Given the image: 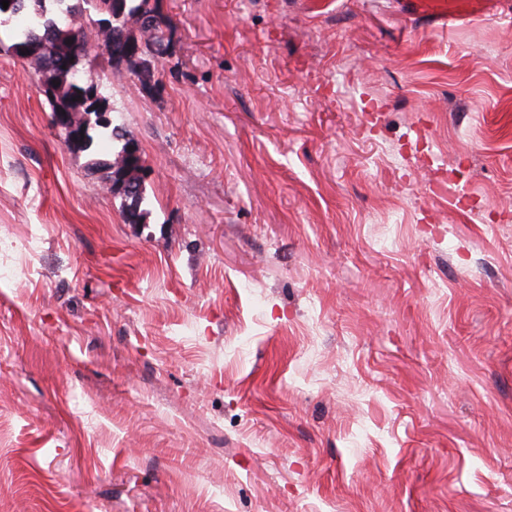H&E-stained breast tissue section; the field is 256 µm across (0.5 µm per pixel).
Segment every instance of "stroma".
<instances>
[{"instance_id": "stroma-1", "label": "stroma", "mask_w": 512, "mask_h": 512, "mask_svg": "<svg viewBox=\"0 0 512 512\" xmlns=\"http://www.w3.org/2000/svg\"><path fill=\"white\" fill-rule=\"evenodd\" d=\"M511 10L158 0L138 223L0 24V512H512ZM402 4V13L410 16H427L435 21L447 23L457 16L455 10L448 11V2L446 0H404Z\"/></svg>"}]
</instances>
